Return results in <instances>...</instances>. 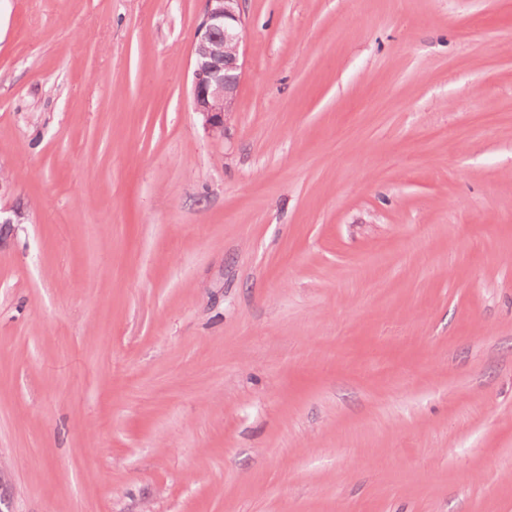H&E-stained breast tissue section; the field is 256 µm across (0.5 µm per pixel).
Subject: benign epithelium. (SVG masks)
I'll list each match as a JSON object with an SVG mask.
<instances>
[{"instance_id":"benign-epithelium-1","label":"benign epithelium","mask_w":512,"mask_h":512,"mask_svg":"<svg viewBox=\"0 0 512 512\" xmlns=\"http://www.w3.org/2000/svg\"><path fill=\"white\" fill-rule=\"evenodd\" d=\"M202 20L193 47V110L204 116L205 128L218 132L233 112L240 85L243 61L240 48L246 38L243 0H204ZM233 72L230 81L224 73ZM24 214L19 209L3 216L0 209V246L6 243Z\"/></svg>"}]
</instances>
